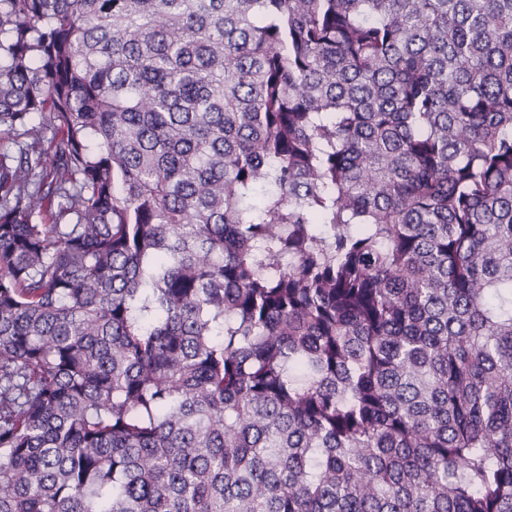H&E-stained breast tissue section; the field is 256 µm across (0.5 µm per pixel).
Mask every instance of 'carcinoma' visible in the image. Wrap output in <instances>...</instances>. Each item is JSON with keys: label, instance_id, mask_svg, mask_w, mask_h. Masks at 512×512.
Listing matches in <instances>:
<instances>
[{"label": "carcinoma", "instance_id": "obj_1", "mask_svg": "<svg viewBox=\"0 0 512 512\" xmlns=\"http://www.w3.org/2000/svg\"><path fill=\"white\" fill-rule=\"evenodd\" d=\"M0 512H512V0H0Z\"/></svg>", "mask_w": 512, "mask_h": 512}]
</instances>
